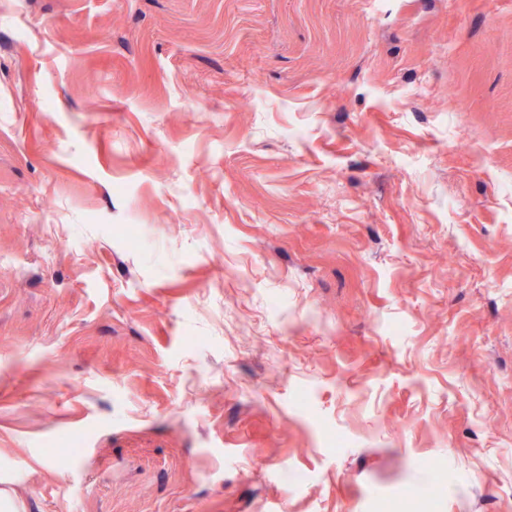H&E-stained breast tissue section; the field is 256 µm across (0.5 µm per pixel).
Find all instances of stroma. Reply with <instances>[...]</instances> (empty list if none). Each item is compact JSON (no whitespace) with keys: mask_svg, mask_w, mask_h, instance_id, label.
Returning <instances> with one entry per match:
<instances>
[{"mask_svg":"<svg viewBox=\"0 0 512 512\" xmlns=\"http://www.w3.org/2000/svg\"><path fill=\"white\" fill-rule=\"evenodd\" d=\"M0 490L512 512V0H0Z\"/></svg>","mask_w":512,"mask_h":512,"instance_id":"obj_1","label":"stroma"}]
</instances>
